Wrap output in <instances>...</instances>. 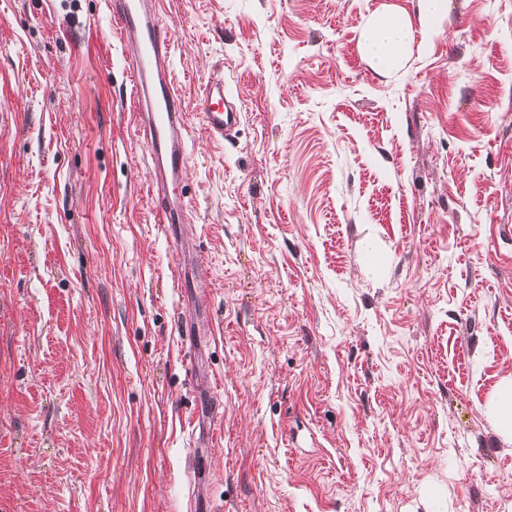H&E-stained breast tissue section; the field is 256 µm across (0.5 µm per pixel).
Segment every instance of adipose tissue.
<instances>
[{"label": "adipose tissue", "instance_id": "1", "mask_svg": "<svg viewBox=\"0 0 512 512\" xmlns=\"http://www.w3.org/2000/svg\"><path fill=\"white\" fill-rule=\"evenodd\" d=\"M445 9L446 0H418L417 17L413 20L391 11L373 14L360 34L363 55L378 72L399 70L411 51L416 29L434 35Z\"/></svg>", "mask_w": 512, "mask_h": 512}]
</instances>
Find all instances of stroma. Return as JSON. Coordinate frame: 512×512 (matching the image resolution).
<instances>
[{
  "instance_id": "obj_1",
  "label": "stroma",
  "mask_w": 512,
  "mask_h": 512,
  "mask_svg": "<svg viewBox=\"0 0 512 512\" xmlns=\"http://www.w3.org/2000/svg\"><path fill=\"white\" fill-rule=\"evenodd\" d=\"M384 10L162 0L242 113L174 240L107 0H0V512H512V0ZM446 3V0L418 1L417 19L428 37H432L437 32L436 23L445 15ZM415 31L414 24L404 14L376 12L361 31V52L376 71L393 73L409 56ZM496 424L512 431V383H508L499 392L495 410Z\"/></svg>"
}]
</instances>
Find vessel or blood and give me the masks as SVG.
Here are the masks:
<instances>
[{
	"label": "vessel or blood",
	"instance_id": "obj_1",
	"mask_svg": "<svg viewBox=\"0 0 512 512\" xmlns=\"http://www.w3.org/2000/svg\"><path fill=\"white\" fill-rule=\"evenodd\" d=\"M116 31L134 45L129 69L135 99V121L151 151L149 179L156 193L155 221L164 230L182 223L185 203L177 187L188 160L185 139V100L172 75V36L161 24L155 0H112ZM197 108L207 132L231 135L240 111L224 91L223 80L206 83Z\"/></svg>",
	"mask_w": 512,
	"mask_h": 512
}]
</instances>
